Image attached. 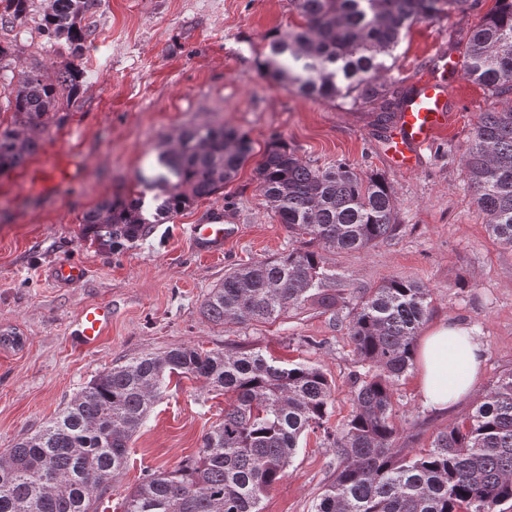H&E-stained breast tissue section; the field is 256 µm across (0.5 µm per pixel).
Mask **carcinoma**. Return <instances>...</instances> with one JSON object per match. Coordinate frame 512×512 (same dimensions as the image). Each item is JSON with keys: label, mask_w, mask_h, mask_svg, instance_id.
<instances>
[{"label": "carcinoma", "mask_w": 512, "mask_h": 512, "mask_svg": "<svg viewBox=\"0 0 512 512\" xmlns=\"http://www.w3.org/2000/svg\"><path fill=\"white\" fill-rule=\"evenodd\" d=\"M302 23L268 36L259 62L264 78L307 97L348 99L385 125L410 91L383 74L413 24L464 12L477 0H292ZM102 0H50L40 31L50 47L72 57L47 75L39 62L18 71L8 105L12 125L0 130V175L25 164L35 134L60 123L58 105L79 89L81 59L91 36L82 24ZM33 0H0V25L22 24ZM464 76L497 97L512 94V0L495 7L465 34ZM252 152L248 136L224 125L183 129L140 173L154 192L105 199L82 223L99 247L123 248L151 225L221 192ZM468 181L487 216L488 231L512 247V106L481 114L466 148ZM262 197L302 243L277 257L237 268L205 298L203 313L217 324L278 319L318 305L346 303L326 254L361 251L396 235L395 192L376 174L338 163L320 168L295 149L271 143L256 168ZM431 291L402 278L356 296L348 335L364 372L352 381V410L328 426L332 385L303 360L285 365L234 348L175 347L146 354L97 374L57 416L0 456V512H95L103 480L128 461V442L162 396L165 380L189 374L224 392V419L202 437L199 454L172 472H157L121 503L122 512H262L260 504L284 475L302 435L323 434L336 467L312 512H505L512 504V370L491 381L461 420L439 432L431 448L396 446L397 382L415 362V340Z\"/></svg>", "instance_id": "1"}]
</instances>
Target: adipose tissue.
Segmentation results:
<instances>
[{
	"label": "adipose tissue",
	"instance_id": "1",
	"mask_svg": "<svg viewBox=\"0 0 512 512\" xmlns=\"http://www.w3.org/2000/svg\"><path fill=\"white\" fill-rule=\"evenodd\" d=\"M485 347L463 324L449 322L424 336L417 359L426 405L445 409L471 393L483 365Z\"/></svg>",
	"mask_w": 512,
	"mask_h": 512
}]
</instances>
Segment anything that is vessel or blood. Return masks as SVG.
Instances as JSON below:
<instances>
[{"label":"vessel or blood","instance_id":"obj_1","mask_svg":"<svg viewBox=\"0 0 512 512\" xmlns=\"http://www.w3.org/2000/svg\"><path fill=\"white\" fill-rule=\"evenodd\" d=\"M458 63L440 58L433 66V73L419 80L413 93L389 125L384 136L383 152L389 164L400 171H412L419 167L423 152L430 148L446 127L451 116V74L458 70ZM70 161L66 152H59L52 168L29 172V182L42 190H49L56 177L66 176ZM191 239L196 249L217 254L223 251L224 242L237 232L236 225L225 223L222 211H214L206 223L190 227ZM52 282L60 286H71L85 280L84 266L61 259L48 269ZM112 326V308L102 303L86 305L79 314L76 334L83 346L90 347L109 333Z\"/></svg>","mask_w":512,"mask_h":512}]
</instances>
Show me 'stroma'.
<instances>
[{"label":"stroma","mask_w":512,"mask_h":512,"mask_svg":"<svg viewBox=\"0 0 512 512\" xmlns=\"http://www.w3.org/2000/svg\"><path fill=\"white\" fill-rule=\"evenodd\" d=\"M36 0L24 24L0 28L15 66L42 61L62 69L66 48L47 51ZM495 5L415 24L385 63L387 80L410 87L444 51L459 55L455 33L477 25ZM290 0H103L87 15L91 30L82 59L83 83L64 106L68 118L38 135L24 167L0 177V455L41 429L104 369L178 346L224 351L240 345L282 359L319 364L334 388L330 426L349 415L351 376L359 365L347 325L350 307L304 309L265 323L212 322L202 304L226 271L287 252L293 241L265 204L256 167L273 139L312 165L338 162L382 175L394 188L399 230L361 252L328 254L346 297L383 280L404 277L431 291L426 327L459 322L482 339L485 361L472 397L448 410L426 406L417 370L394 395L397 444L429 447L437 432L460 420L491 380L512 370V248L486 228L468 184L463 152L482 112L501 106L483 86L458 78L454 115L423 153L419 168L402 172L385 161L379 131L346 101L308 98L268 81L256 62L265 37L298 23ZM224 124L245 133L252 153L221 194L197 200L148 236L111 251L84 236V214L107 198L137 195L139 172L189 126ZM76 166L71 180L42 193L25 179L51 166L58 150ZM240 227L222 257L197 254L191 225L213 209ZM89 270L81 285L60 288L46 277L54 261ZM112 306V330L95 346L74 343L75 320L90 303ZM224 416V394L204 379L172 377L163 398L133 436L126 467L109 481L96 512H121L123 497L146 474L177 469L196 456L202 436ZM333 455L322 437H302L283 478L262 502L263 512H311L332 477Z\"/></svg>","instance_id":"1"}]
</instances>
